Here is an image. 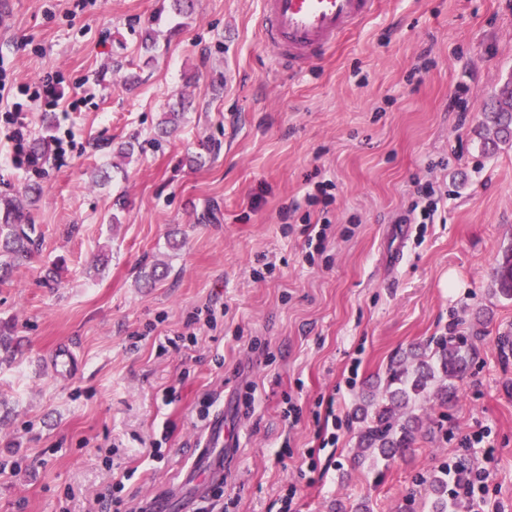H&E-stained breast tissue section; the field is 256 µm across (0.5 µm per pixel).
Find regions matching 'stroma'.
Here are the masks:
<instances>
[{
    "label": "stroma",
    "mask_w": 512,
    "mask_h": 512,
    "mask_svg": "<svg viewBox=\"0 0 512 512\" xmlns=\"http://www.w3.org/2000/svg\"><path fill=\"white\" fill-rule=\"evenodd\" d=\"M75 2L0 0L13 86L63 79L54 109L14 95L27 140L73 141L38 172L0 127V189L44 187L39 250L0 285V512H113L112 456L125 503L167 492L179 512L207 398L234 416L238 455L215 512H282L289 496L300 512H432L426 477L481 462L461 446L479 431L493 512H512V300L492 288L512 248V142L488 153L478 135L512 77V0H381L294 73L259 37L260 0H195L175 25L168 0ZM173 107L184 121L159 138ZM327 179L332 203L308 204ZM426 181L445 192L434 223H403ZM324 218L306 261L304 224ZM155 265L167 273L146 283ZM208 301L217 329L160 351ZM448 336L470 345L456 397L417 402L410 450L356 459L366 384Z\"/></svg>",
    "instance_id": "obj_1"
}]
</instances>
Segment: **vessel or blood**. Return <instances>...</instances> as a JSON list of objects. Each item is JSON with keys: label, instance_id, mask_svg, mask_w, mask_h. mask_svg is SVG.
I'll list each match as a JSON object with an SVG mask.
<instances>
[{"label": "vessel or blood", "instance_id": "vessel-or-blood-1", "mask_svg": "<svg viewBox=\"0 0 512 512\" xmlns=\"http://www.w3.org/2000/svg\"><path fill=\"white\" fill-rule=\"evenodd\" d=\"M380 0H261L259 26L278 66L297 70L331 53L339 39L375 13ZM194 466L224 479L223 455L199 448Z\"/></svg>", "mask_w": 512, "mask_h": 512}]
</instances>
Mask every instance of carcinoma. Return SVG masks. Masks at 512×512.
Returning <instances> with one entry per match:
<instances>
[{
  "instance_id": "1",
  "label": "carcinoma",
  "mask_w": 512,
  "mask_h": 512,
  "mask_svg": "<svg viewBox=\"0 0 512 512\" xmlns=\"http://www.w3.org/2000/svg\"><path fill=\"white\" fill-rule=\"evenodd\" d=\"M482 128L487 150L512 140V79L503 84L485 111ZM39 191L40 185L35 182L11 195H0V284L7 283L13 270L28 263L38 249L41 234L24 202L34 203ZM494 292L512 299V249L505 252L495 272ZM465 343L463 336L440 338L432 348H412L392 361L384 397L379 402L369 399L374 411L360 431L357 458L389 460L412 446L420 429L419 422L410 417L400 424L397 414L405 412L411 400L427 392L437 375L463 378L469 362ZM469 471L470 463L463 458L455 462L451 474L430 479L429 486L435 496L433 512L457 508L455 501L448 498V478L464 480Z\"/></svg>"
}]
</instances>
